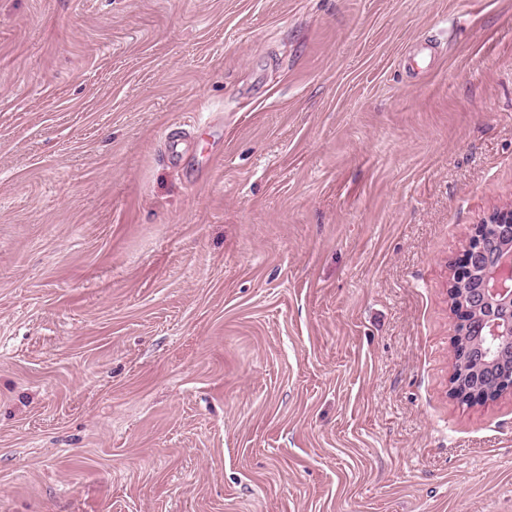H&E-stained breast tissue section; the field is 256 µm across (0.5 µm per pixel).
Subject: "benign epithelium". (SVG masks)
<instances>
[{"label": "benign epithelium", "mask_w": 512, "mask_h": 512, "mask_svg": "<svg viewBox=\"0 0 512 512\" xmlns=\"http://www.w3.org/2000/svg\"><path fill=\"white\" fill-rule=\"evenodd\" d=\"M512 245V207L495 208L473 226L461 256L453 265L450 283L466 278L473 270L486 274V283L469 296V309L487 312L478 330L497 338L512 339V251L495 250L498 243Z\"/></svg>", "instance_id": "1"}]
</instances>
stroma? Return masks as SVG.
<instances>
[{"instance_id":"35a3bbf8","label":"stroma","mask_w":512,"mask_h":512,"mask_svg":"<svg viewBox=\"0 0 512 512\" xmlns=\"http://www.w3.org/2000/svg\"><path fill=\"white\" fill-rule=\"evenodd\" d=\"M510 202L512 0H0V512H512ZM502 241L512 245V207L495 208L474 224L472 234L461 256L453 265L449 287L466 278L469 272L481 270L486 283L469 296V309L487 312L479 327L494 338L512 339V251L502 253L494 248ZM453 311L456 312L454 309ZM454 312H452L453 336H457L452 343L455 352V381L457 382L455 397L460 403L471 405L474 394L481 395L492 392L496 388L495 379L488 364L495 352V345L489 337L480 339L471 333L466 336H458L459 328H457V332L455 329L461 321L458 320Z\"/></svg>"}]
</instances>
